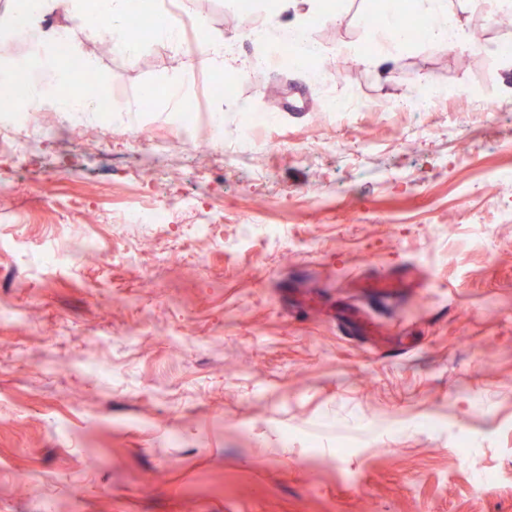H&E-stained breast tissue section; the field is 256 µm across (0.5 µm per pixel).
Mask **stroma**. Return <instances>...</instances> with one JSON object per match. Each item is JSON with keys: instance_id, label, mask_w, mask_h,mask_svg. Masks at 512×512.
I'll list each match as a JSON object with an SVG mask.
<instances>
[{"instance_id": "stroma-1", "label": "stroma", "mask_w": 512, "mask_h": 512, "mask_svg": "<svg viewBox=\"0 0 512 512\" xmlns=\"http://www.w3.org/2000/svg\"><path fill=\"white\" fill-rule=\"evenodd\" d=\"M159 2L206 51L134 31L110 54L57 8L113 83V134L90 112L69 163L51 138L0 156V512H512V27L446 0L483 47H399L366 22L384 0ZM297 21L360 111L332 118L310 71L241 38ZM241 58L223 142L148 157L168 85L197 96ZM424 77L455 97L403 109ZM156 203L169 223H123ZM256 221L277 238L243 236ZM79 243L102 259L44 265ZM275 124V118L259 119L248 118L243 121L237 130V145L239 148L244 149L253 140L259 126L272 127Z\"/></svg>"}]
</instances>
